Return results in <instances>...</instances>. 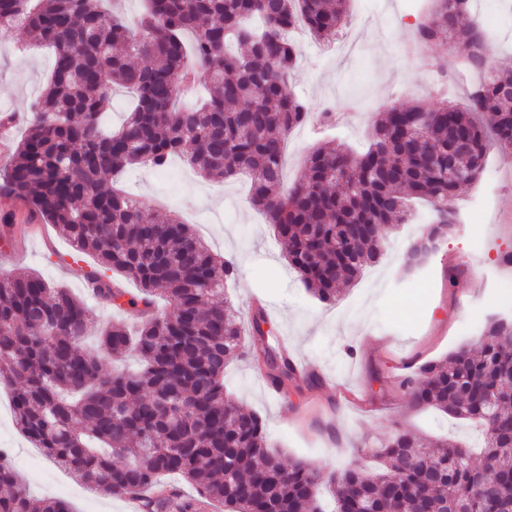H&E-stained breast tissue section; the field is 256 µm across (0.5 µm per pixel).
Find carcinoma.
Listing matches in <instances>:
<instances>
[{"label":"carcinoma","mask_w":512,"mask_h":512,"mask_svg":"<svg viewBox=\"0 0 512 512\" xmlns=\"http://www.w3.org/2000/svg\"><path fill=\"white\" fill-rule=\"evenodd\" d=\"M350 0H146L130 26L109 0H0V28H22L53 51L50 78L3 174L0 192L28 197L35 215L94 257V293L120 310L138 308L134 331L117 319L83 346L92 326L84 303L33 273L0 270V387L9 389L15 428L78 483L102 496L140 495V512H512V317H491L478 346L418 367L402 383L412 406L484 427L482 463L446 437L399 432L326 474L273 450L259 415L225 399L224 369L253 354L280 389L299 374L268 342L265 312L248 319L224 298L237 264L214 253L176 215L149 222L144 203L116 186L134 165L166 168L180 158L205 178L250 177V202L286 251L288 265L319 301L332 303L378 263L392 231L409 221V201L429 203L427 226L402 271L412 275L459 223L458 191L476 184L492 149L512 153V74L484 65L482 26L460 24L471 0H433L419 18L422 50L447 39L482 73L464 104L393 106L374 121L368 148H314L284 186L288 135L309 104L291 91L297 62L289 34L326 42ZM206 76L200 103L177 105L181 87ZM134 95L116 132L102 127L112 92ZM465 174L448 178V160ZM110 186L103 189L104 182ZM128 277L139 294L112 275ZM158 298L171 301L156 314ZM135 353L133 373L109 372L105 355ZM167 477L182 479L185 494ZM0 512H71L36 499L0 448Z\"/></svg>","instance_id":"obj_1"}]
</instances>
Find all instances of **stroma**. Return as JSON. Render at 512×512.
<instances>
[{"instance_id": "obj_1", "label": "stroma", "mask_w": 512, "mask_h": 512, "mask_svg": "<svg viewBox=\"0 0 512 512\" xmlns=\"http://www.w3.org/2000/svg\"><path fill=\"white\" fill-rule=\"evenodd\" d=\"M500 27L492 52L497 71L512 72V9L505 0H487ZM416 19L406 0H350L348 17L335 40L322 44L296 37L298 60L290 86L313 109L309 122L288 137L286 181H293L310 148L335 140L362 149L374 116L413 100L435 104L440 90L413 83L416 61L405 52ZM19 31L0 32V114L16 112L11 143H18L30 104L51 71L50 50L28 49ZM338 105L336 124L322 126L326 104ZM123 188L142 199L147 216L178 214L211 249L236 259L240 275L226 287L242 310L260 303L279 343L293 360L313 363L321 383L288 387L271 395L265 376L251 360H237L224 372L228 400L259 413L271 442L287 458H300L327 471L343 463L352 445H370L399 431L459 438L478 446L473 425L414 409L399 377L462 345H477L484 324L477 315L492 289L512 285V268L497 257L512 245V160L490 151L481 180L463 190L455 204L454 234L430 264L411 278L399 268L419 224H403L390 236L382 261L328 304L313 297L290 269L264 214L249 201L246 179L215 183L180 160L160 173L127 170ZM14 211L11 226H0V264L6 270L36 272L84 300L96 326L112 317L97 299L86 273L92 256L70 261L72 248L53 225L30 217V200L0 196V208ZM456 282H449V271ZM0 448L9 449L20 477L37 498L59 497L73 512H126L125 500L103 497L77 483L47 459L13 425L11 396L0 390Z\"/></svg>"}]
</instances>
